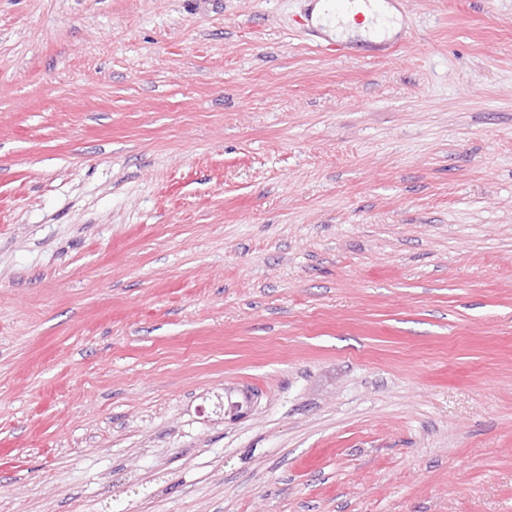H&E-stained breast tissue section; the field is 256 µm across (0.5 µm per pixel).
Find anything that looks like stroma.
<instances>
[{
	"instance_id": "35a3bbf8",
	"label": "stroma",
	"mask_w": 512,
	"mask_h": 512,
	"mask_svg": "<svg viewBox=\"0 0 512 512\" xmlns=\"http://www.w3.org/2000/svg\"><path fill=\"white\" fill-rule=\"evenodd\" d=\"M394 7L0 0V512H512V0ZM379 12L380 17L386 19L384 22L376 25L373 28L366 26H358L353 23V14L365 8L362 4H352V9L349 12L340 14L336 19H330L328 23L323 20L324 10L327 9L323 2L314 4L313 15L315 18H320L324 26L329 29L331 34H335L337 38L343 40L356 38L360 36L362 39L378 42L384 36L391 37L399 30V17L391 5H373Z\"/></svg>"
}]
</instances>
